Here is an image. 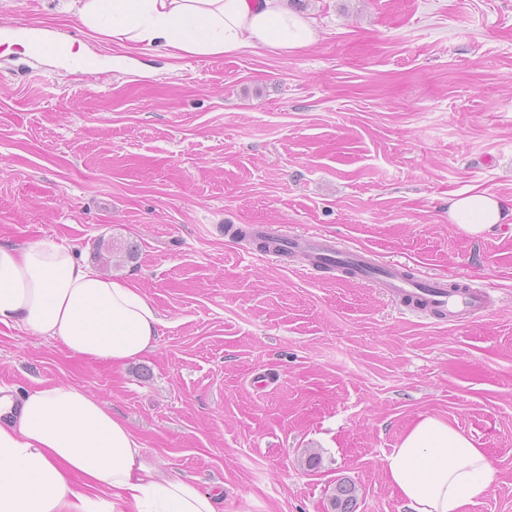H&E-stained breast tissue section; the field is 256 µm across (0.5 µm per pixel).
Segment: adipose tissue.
<instances>
[{
  "label": "adipose tissue",
  "instance_id": "adipose-tissue-1",
  "mask_svg": "<svg viewBox=\"0 0 512 512\" xmlns=\"http://www.w3.org/2000/svg\"><path fill=\"white\" fill-rule=\"evenodd\" d=\"M56 12L120 46H157L176 59L257 48L293 54L319 37L288 0H58ZM506 217L495 194L448 196L449 222L470 235ZM160 323L139 288L103 276L71 247L0 244L2 325L122 367L156 347ZM382 467L407 512H466L495 474L485 449L434 416L419 417ZM221 497L148 461L127 423L80 388L0 395V512H218Z\"/></svg>",
  "mask_w": 512,
  "mask_h": 512
}]
</instances>
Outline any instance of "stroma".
<instances>
[{
  "label": "stroma",
  "mask_w": 512,
  "mask_h": 512,
  "mask_svg": "<svg viewBox=\"0 0 512 512\" xmlns=\"http://www.w3.org/2000/svg\"><path fill=\"white\" fill-rule=\"evenodd\" d=\"M0 0V32L36 23L66 55L0 41V243L100 242L160 311L157 346L123 367L0 326V387L72 384L108 403L148 460L222 512H405L382 469L423 415L486 449L468 512H512V218L473 237L449 193L512 209V0H303L321 37L292 55L168 57ZM232 224L318 232L416 274L488 290L456 323L340 272L262 261ZM318 452L316 469L305 464ZM356 499V487L346 480L336 483L329 499L331 512H353V502Z\"/></svg>",
  "instance_id": "1"
}]
</instances>
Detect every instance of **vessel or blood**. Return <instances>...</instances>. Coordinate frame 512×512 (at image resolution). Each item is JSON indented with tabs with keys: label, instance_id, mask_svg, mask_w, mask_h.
<instances>
[{
	"label": "vessel or blood",
	"instance_id": "obj_1",
	"mask_svg": "<svg viewBox=\"0 0 512 512\" xmlns=\"http://www.w3.org/2000/svg\"><path fill=\"white\" fill-rule=\"evenodd\" d=\"M269 253L274 257L304 254L313 267L336 264L350 277L378 283L388 294L412 306L414 311L430 313L451 322L488 307V292L484 288L467 284L454 291L435 277L408 276L402 263L376 262L372 253L340 248L333 238L323 234L281 237Z\"/></svg>",
	"mask_w": 512,
	"mask_h": 512
}]
</instances>
